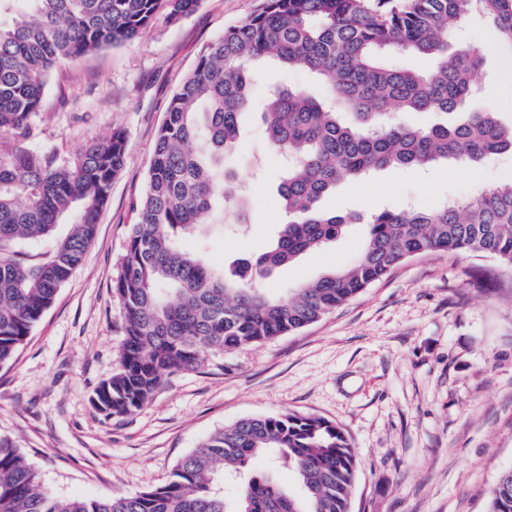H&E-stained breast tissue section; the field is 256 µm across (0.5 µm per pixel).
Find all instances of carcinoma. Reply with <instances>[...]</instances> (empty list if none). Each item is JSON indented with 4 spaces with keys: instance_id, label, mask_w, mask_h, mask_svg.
I'll return each mask as SVG.
<instances>
[{
    "instance_id": "1",
    "label": "carcinoma",
    "mask_w": 512,
    "mask_h": 512,
    "mask_svg": "<svg viewBox=\"0 0 512 512\" xmlns=\"http://www.w3.org/2000/svg\"><path fill=\"white\" fill-rule=\"evenodd\" d=\"M200 0H0V367L8 364L96 236L126 137L115 130L70 160L30 150L32 117L49 74L78 55L133 42L165 10L176 19ZM476 14L512 46V0H262L209 44L172 96L155 142L140 221L132 225L114 284L124 309L120 370L92 403L108 417L141 409L165 375L226 352L294 333L335 311L405 260L435 251L486 253L512 268V181L432 211L384 210L363 219L320 201L344 180L388 167L477 163L512 152V126L474 107L480 51L448 49ZM429 59L426 70L390 62ZM304 69L328 84L259 97L262 64ZM349 112L355 123L341 121ZM402 112L456 114L416 127ZM260 116L270 151L288 157L278 185L283 224L270 250L227 276L181 239L224 223L218 201L243 211L224 171L244 126ZM367 224L359 259L292 292L250 286L272 268L318 250L351 224ZM258 455L295 474L301 495L263 474L242 480L232 505L224 474L242 475ZM356 471L346 435L295 413L242 418L212 433L161 486L98 499L58 498L9 438L0 437V512H350ZM487 512H512V481L496 482Z\"/></svg>"
}]
</instances>
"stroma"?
<instances>
[{
  "mask_svg": "<svg viewBox=\"0 0 512 512\" xmlns=\"http://www.w3.org/2000/svg\"><path fill=\"white\" fill-rule=\"evenodd\" d=\"M261 3L200 0L175 21L158 13L136 41L82 54L50 74L31 149L67 160L120 129L126 158L83 263L0 368V436L16 441L57 497L100 498L159 486L208 435L239 419L299 413L349 438L357 457L352 512H485L498 476L512 468V269L483 254L411 257L296 333L209 353L196 370L165 376L129 416H105L91 403L95 387L120 369L124 307L113 283L169 101L201 51ZM462 40L485 53L481 106L511 125L503 63L512 47L480 23ZM263 142L253 118L226 161L247 200L246 220L227 210L223 223L201 226L186 242L228 273L271 247L282 217L281 161ZM510 181L512 154L472 167L389 168L341 183L322 206L366 216L432 210ZM365 232L349 225L252 285L277 296L350 266Z\"/></svg>",
  "mask_w": 512,
  "mask_h": 512,
  "instance_id": "obj_1",
  "label": "stroma"
}]
</instances>
